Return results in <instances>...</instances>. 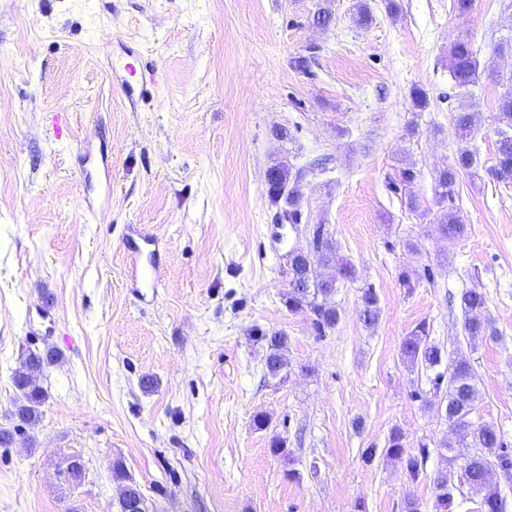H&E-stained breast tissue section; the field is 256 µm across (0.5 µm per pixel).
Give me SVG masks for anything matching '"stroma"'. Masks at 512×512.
I'll return each instance as SVG.
<instances>
[{
    "label": "stroma",
    "mask_w": 512,
    "mask_h": 512,
    "mask_svg": "<svg viewBox=\"0 0 512 512\" xmlns=\"http://www.w3.org/2000/svg\"><path fill=\"white\" fill-rule=\"evenodd\" d=\"M320 10L329 25L314 24ZM460 36L512 72L493 53L512 41V0L465 15L454 0H0V429L15 424L22 354L56 355L37 420L0 447V512H119L117 465L148 512H406L410 500L434 512L435 478L456 483L457 470L440 446L447 392L400 351L421 324L469 358L470 419L512 449V184L460 175L468 233L448 240L438 222L452 114L476 113L481 165L498 140L501 84L449 76ZM131 48L165 73L157 102L131 105L108 71L104 52L119 63ZM89 152L108 158L111 185ZM280 160L298 176L295 230L277 227L267 194ZM317 224L355 269L322 336L286 305L287 254L311 250ZM143 235L152 288L129 273ZM366 288L380 309L370 329ZM471 288L494 336L463 330ZM259 329L288 336L278 376ZM395 429L406 452L430 447L418 481L385 454ZM276 438L289 457L272 454ZM379 318L378 298L373 289L363 290L361 296L360 320L366 327H374Z\"/></svg>",
    "instance_id": "35a3bbf8"
}]
</instances>
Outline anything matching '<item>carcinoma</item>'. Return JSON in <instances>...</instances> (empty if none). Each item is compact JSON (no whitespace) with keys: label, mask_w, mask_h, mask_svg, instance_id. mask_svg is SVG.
<instances>
[{"label":"carcinoma","mask_w":512,"mask_h":512,"mask_svg":"<svg viewBox=\"0 0 512 512\" xmlns=\"http://www.w3.org/2000/svg\"><path fill=\"white\" fill-rule=\"evenodd\" d=\"M448 72L459 87L476 84L483 74L477 50L470 39L463 37L454 41L448 48ZM477 114L474 112H456L451 117L454 134L461 143L468 141L473 133ZM496 121L506 129L499 130L497 150L494 164L486 169L494 180L512 184V86L506 88L497 103ZM480 163L476 152L461 147L457 150L454 163L440 170L435 178L436 197L440 204L453 200L459 175L466 173L470 177L479 176ZM291 172L288 166L279 164L271 168L267 177V193L270 200L278 202L281 196L288 197V205L295 207L301 204V195L297 185L290 184ZM441 230L448 240L461 238L466 233V225L453 210H445L440 214ZM333 266L338 277L352 279L355 269L351 262L338 255V248L332 238L324 235L322 225H317L313 236V251L298 254L294 268L290 273L288 290V309L291 312H309L312 323L320 334L335 328L339 321L336 306L328 302L334 292L335 280L322 279L317 275L316 266ZM464 307V331L476 338L486 335L489 322L486 321L485 297L476 288L462 295ZM379 318L378 298L373 289L363 290L361 296L360 320L371 328ZM257 339L267 343L269 354L266 357L267 374L275 377L286 366L287 361L283 350L287 348L288 336L283 332L271 334L257 330ZM401 355L412 365H418L429 371L440 366L445 359L443 349L428 339L425 325L418 326L410 336L406 337L401 346ZM51 361L50 355L30 354L22 362L13 376L15 388L21 398L15 403L12 415L18 424L14 430H0V445L14 442V432L24 428L37 418L38 407L45 399V392L37 383V375ZM434 389H440L442 383L448 385V396L444 407L445 420L451 431L452 438L440 443V447L448 451V464L467 470L468 476L461 486L451 487L448 479L437 476L434 481L435 512H455V493L465 491L479 499V512H503V499L497 486L492 482L491 475L495 468L512 469V453L504 448L500 434L489 424L476 425L469 419L480 399V390L475 382V375L470 361L459 356L448 362L446 371L436 373L431 379ZM386 456L405 459V471L410 480H417L424 472L429 457L427 445H421L416 454H405L403 435L392 430ZM114 476L126 482L127 495L120 499V512H133L131 503L139 500L142 492L136 483L126 475L122 468L117 467Z\"/></svg>","instance_id":"cac0c4a2"}]
</instances>
